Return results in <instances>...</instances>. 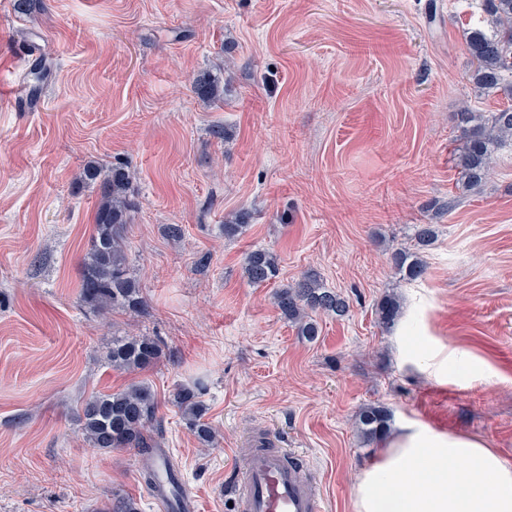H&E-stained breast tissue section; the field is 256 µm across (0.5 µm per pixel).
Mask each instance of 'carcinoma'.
I'll return each mask as SVG.
<instances>
[{"label": "carcinoma", "mask_w": 512, "mask_h": 512, "mask_svg": "<svg viewBox=\"0 0 512 512\" xmlns=\"http://www.w3.org/2000/svg\"><path fill=\"white\" fill-rule=\"evenodd\" d=\"M492 34L482 30L469 32L466 49L474 62L471 78L488 93H499L512 101V0H484ZM194 95L204 103L223 99L222 78L211 73L196 76L191 84ZM463 142L459 153L463 188L478 189L485 182L493 164L494 148L512 141V106L484 114L464 110L460 113ZM84 179L98 185L99 205L95 213V241L82 263L79 289L81 300L96 310H120L139 314L144 298L137 281L128 269L126 225L131 202L128 197L130 174L122 166L101 168L90 165ZM398 272L409 281L422 277L425 265L418 253L399 251L393 256ZM247 279L263 285L276 277V255L255 249L245 258ZM274 303L288 322L298 326V334L309 341L318 336V326L309 313L332 312L338 317L348 313L347 301L338 293L322 287L319 281L305 277L291 286L277 289ZM400 311L397 298L389 295L377 306L381 324L394 323ZM161 354L158 342L150 336H114L107 360L118 371H144L157 362ZM201 386H179L172 393V403L181 410L198 440L210 444L213 429L202 421L206 406L200 400ZM86 441L103 451L132 449L144 457L159 451L158 401L151 387L133 382L122 390L95 396L86 401L79 417ZM360 432L368 441L385 436L390 428L387 410L369 406L359 413ZM103 512H140L136 500L114 495Z\"/></svg>", "instance_id": "carcinoma-1"}]
</instances>
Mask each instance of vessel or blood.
Instances as JSON below:
<instances>
[{"label":"vessel or blood","mask_w":512,"mask_h":512,"mask_svg":"<svg viewBox=\"0 0 512 512\" xmlns=\"http://www.w3.org/2000/svg\"><path fill=\"white\" fill-rule=\"evenodd\" d=\"M294 452L261 442L237 481L240 512H321L316 478L306 477Z\"/></svg>","instance_id":"b4317fda"}]
</instances>
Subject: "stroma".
Masks as SVG:
<instances>
[{"label": "stroma", "instance_id": "35a3bbf8", "mask_svg": "<svg viewBox=\"0 0 512 512\" xmlns=\"http://www.w3.org/2000/svg\"><path fill=\"white\" fill-rule=\"evenodd\" d=\"M486 26L483 0H38L27 14L0 0V512H99L116 492L159 512L137 453L90 447L79 422L88 398L139 381L198 512H236L262 432L304 457L324 512H352L380 448L357 432L367 405L512 463V143L479 191L457 167V112L505 104L470 78L466 38ZM40 61L38 96L11 101ZM203 71L223 77L221 102L192 93ZM91 162L130 173L145 313L80 299ZM421 224L436 235L407 282L391 256ZM256 248L279 263L262 286L244 272ZM306 275L350 304L314 313L313 341L274 304ZM393 293L386 328L376 307ZM142 334L157 364L112 370L113 336ZM199 380L212 446L170 401Z\"/></svg>", "mask_w": 512, "mask_h": 512}]
</instances>
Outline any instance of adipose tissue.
<instances>
[{
    "label": "adipose tissue",
    "instance_id": "obj_1",
    "mask_svg": "<svg viewBox=\"0 0 512 512\" xmlns=\"http://www.w3.org/2000/svg\"><path fill=\"white\" fill-rule=\"evenodd\" d=\"M353 512H512V465L481 440L400 426L352 487Z\"/></svg>",
    "mask_w": 512,
    "mask_h": 512
}]
</instances>
